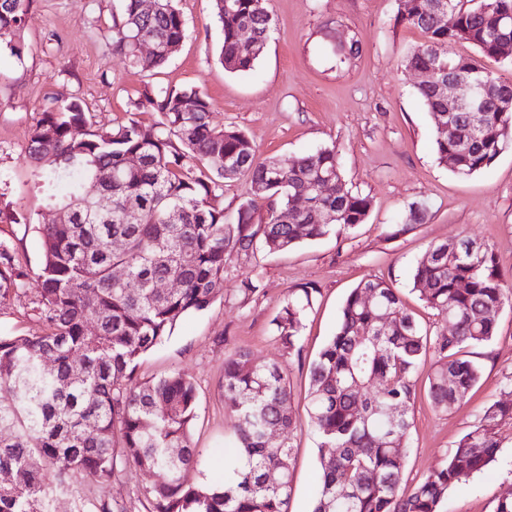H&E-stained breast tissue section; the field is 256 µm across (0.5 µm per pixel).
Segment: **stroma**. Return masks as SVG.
Masks as SVG:
<instances>
[{
  "instance_id": "1",
  "label": "stroma",
  "mask_w": 512,
  "mask_h": 512,
  "mask_svg": "<svg viewBox=\"0 0 512 512\" xmlns=\"http://www.w3.org/2000/svg\"><path fill=\"white\" fill-rule=\"evenodd\" d=\"M187 36L160 69L140 72L112 51V16L122 0H33L20 33L23 58L0 47V242L8 244L24 271L18 292L0 299V336H37L46 325L37 307L42 247L38 225L55 215L42 201L40 180L25 147L40 112L52 101L79 98L94 129L110 130L135 119L155 125L160 115L133 108L145 90L192 86L205 92L217 126L242 130L261 156L293 159L336 146L347 189L368 195L372 209L350 234L305 242L288 251L257 250L232 258L224 291L207 309L182 317L169 338L144 355L141 379L178 371L196 388L193 441L200 463L190 482L224 481V452L232 448V417L224 395V359L246 351L258 364L279 362L293 391L295 453L289 512H311L320 471V440L308 410V365L335 333L348 293L379 277L397 289L405 307L430 333L445 322L420 301L412 270L435 242L467 236L494 251L505 283L512 284V144L494 164L470 177L440 165L435 126L416 88L420 73L403 56L422 45L424 34L398 20V0H266L275 30L255 69L225 71L219 61L223 32L211 0H175ZM357 38L355 58L339 62L343 41ZM425 203L424 221L397 237L392 224L411 204ZM259 289L244 295V280ZM314 288L302 333V354L289 355L271 324L292 288ZM482 378L461 409L442 411L417 380L411 450L405 488L431 472L489 403L512 394V307L499 315L492 341L472 347ZM501 449L484 473L452 487L439 512H494L499 497L512 494V420L498 428ZM150 473L122 467L107 484L74 480L58 493L53 512H95L100 500L118 512H149L143 491Z\"/></svg>"
}]
</instances>
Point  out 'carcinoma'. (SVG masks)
<instances>
[{"label": "carcinoma", "instance_id": "1", "mask_svg": "<svg viewBox=\"0 0 512 512\" xmlns=\"http://www.w3.org/2000/svg\"><path fill=\"white\" fill-rule=\"evenodd\" d=\"M113 18L112 47L130 66L151 71L170 58L168 47L186 37L174 0H122ZM213 0L223 31L220 62L230 73L252 71L274 20L265 0ZM445 3L456 15L443 27L435 12ZM31 0H0V44L20 59L17 34ZM402 21L427 41L403 57L406 66H437L461 76L481 93L478 112H450L437 86L417 89L448 130L436 129L438 162L458 176L488 168L512 144V80L474 58L455 57L448 46L474 45L481 56H499L512 41V0H400ZM248 28L249 43L240 36ZM146 39L155 51L135 54ZM148 104L160 122L129 119L99 133L81 103H53L30 132L29 157L42 171L43 200L57 222L38 227L42 288L38 309L46 323L39 336L0 337V512H51L50 496L73 479L105 484L133 465L156 476L144 491L152 512H288L293 488L292 392L280 363L256 365L245 352L224 359V393L235 414L237 449L224 459V483L192 486L185 475L199 465L191 428L196 388L178 372L149 380L135 376L137 361L170 336L183 316L200 312L222 294L231 257H248L261 244L272 252L292 249L365 223L369 196L349 191L336 146H324L288 162L263 158L241 130L218 128L208 96L193 87L159 86L133 102ZM139 164L130 167L127 157ZM245 176L267 200L264 211L242 202L225 221L214 201L224 183ZM322 183L313 204L298 210L297 195ZM105 192L112 209L97 206ZM136 216L127 220V212ZM338 221L328 224L325 215ZM427 207H409L408 221L425 219ZM124 278L115 277L117 271ZM23 272L10 246L0 242V298L17 291ZM161 280L176 287L154 288ZM413 290L450 327L430 336L405 308L396 289L371 278L350 291L336 332L309 364V413L320 447V484L312 512H438L448 488L495 461L497 428L512 420V399L487 405L480 421L443 462L410 493L401 491L409 454V410L414 376L428 366L427 397L443 410L460 408L481 379L468 349L495 336L497 318L512 306L493 250L469 237L433 244L417 260ZM314 289L293 288L272 320L282 344L302 351L304 319ZM374 300L368 301L367 295ZM391 315L389 328L382 317ZM434 361L427 362V357ZM51 359L46 364L44 359ZM278 433L280 442L270 441ZM179 449L176 457L170 449Z\"/></svg>", "mask_w": 512, "mask_h": 512}]
</instances>
